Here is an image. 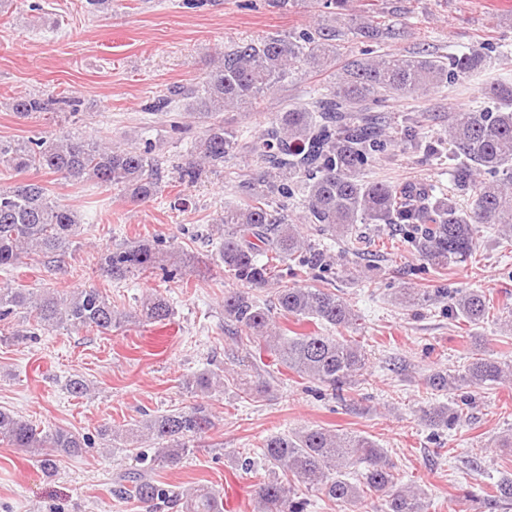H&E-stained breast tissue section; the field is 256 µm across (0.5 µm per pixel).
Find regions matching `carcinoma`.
Returning a JSON list of instances; mask_svg holds the SVG:
<instances>
[{"label": "carcinoma", "mask_w": 512, "mask_h": 512, "mask_svg": "<svg viewBox=\"0 0 512 512\" xmlns=\"http://www.w3.org/2000/svg\"><path fill=\"white\" fill-rule=\"evenodd\" d=\"M269 2L284 10L309 2L318 8L316 21L292 34L228 47L201 87L178 93L181 99L192 100L186 111L205 124L204 136L191 147L178 179L193 183L205 169L224 167V161L243 148L237 133L218 119L221 112L258 100L299 69L332 74L328 93L313 107L292 106L279 113L252 144L265 170L241 183L243 202L224 208L210 235L218 236L216 265L237 283L224 293L228 326L273 353L283 367L336 392L366 365L362 348L336 335V330L353 324L355 314L346 299L329 288L282 283L278 267L295 271L330 266L325 250L304 233L305 224L314 225L322 236L349 242L356 239L357 224L407 227L411 246L433 267L465 261L483 228L493 227L501 239L512 242V80L491 81L483 88L485 95L498 102L496 109L448 113L453 183L458 192L473 193V210L458 208L451 196L430 188L369 181L364 179L366 169L395 143L371 111L391 98L419 99L456 78L484 72L493 46L481 43L466 54L448 58L375 55L368 48L340 64L339 41L346 32L337 27L338 11L348 0ZM349 33L361 43L374 44L398 36L397 28L370 19L356 23ZM62 103L70 105L67 100L29 96L15 100L13 111L29 119L54 112ZM0 164L20 176L13 186L0 188V271L13 267L23 255L60 263L79 248L81 216L58 203L45 185L21 178L29 170L44 169L65 181L92 180L112 186L135 203L153 198L161 184L152 145L125 148L69 133L27 141L0 139ZM299 195L301 213L292 218L288 201ZM156 269L168 279L180 271L175 264L167 265L161 238L107 249L101 255L100 270L114 280L148 276ZM270 285L274 286L270 299L259 300L254 290ZM442 295L448 298V310L469 323L478 324L489 313V299L480 291L444 288ZM396 300L411 307L431 301V295L404 288ZM20 310L34 321L32 327L14 333L21 341L61 328L90 327L107 333L132 319L96 288H82L64 297L1 287L0 322ZM277 314L317 323L323 331L282 335L275 327ZM173 315L169 300L153 295L140 304L138 320L162 323ZM504 374L500 363L474 357L461 376L431 375L428 385L448 396V402L423 411L424 420L436 429L453 428L472 403V396L455 392L464 386L498 382ZM232 378L233 372L225 369L221 375L187 378L183 386L191 393H210ZM213 427L208 407L196 403L147 418L121 433L102 431V437L112 438L114 448L119 443L129 448L144 442L154 448L148 464L117 481L118 495L138 501L144 512L176 505L179 496L153 478L154 470L178 466L188 449ZM0 441L28 451L46 474L54 472L58 458L79 456L93 445L87 436L62 428L41 429L2 409ZM260 456L268 477L256 491L259 512H307L309 493L351 504L368 492L381 496L380 512H428L420 489L398 483L384 450L366 436L324 428L272 434L265 439ZM358 465L363 470L352 483L346 478L347 470ZM294 481L299 487L292 486ZM501 501L512 502V478L494 484V494L483 505L490 509ZM182 508L220 512L222 504L216 491L203 486L185 495Z\"/></svg>", "instance_id": "cac0c4a2"}]
</instances>
